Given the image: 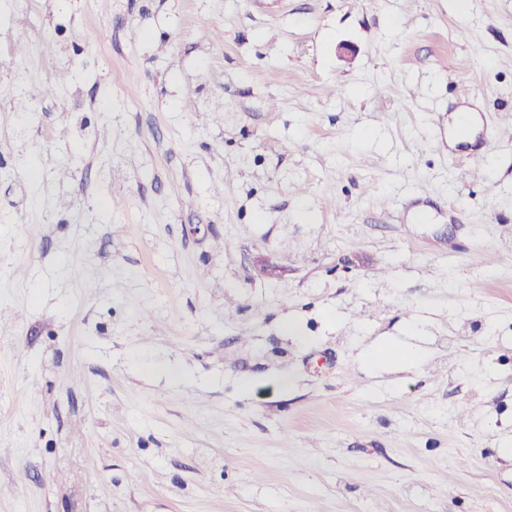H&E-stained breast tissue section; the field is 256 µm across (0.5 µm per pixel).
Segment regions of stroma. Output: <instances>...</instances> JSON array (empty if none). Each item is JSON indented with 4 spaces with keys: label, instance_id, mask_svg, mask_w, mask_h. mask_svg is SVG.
Instances as JSON below:
<instances>
[{
    "label": "stroma",
    "instance_id": "35a3bbf8",
    "mask_svg": "<svg viewBox=\"0 0 512 512\" xmlns=\"http://www.w3.org/2000/svg\"><path fill=\"white\" fill-rule=\"evenodd\" d=\"M0 512H512V0H0ZM399 357L409 359L411 362L415 364L420 363L423 360V356L418 350L403 349L372 352L367 355V361L370 366L379 367L384 366L391 360Z\"/></svg>",
    "mask_w": 512,
    "mask_h": 512
}]
</instances>
